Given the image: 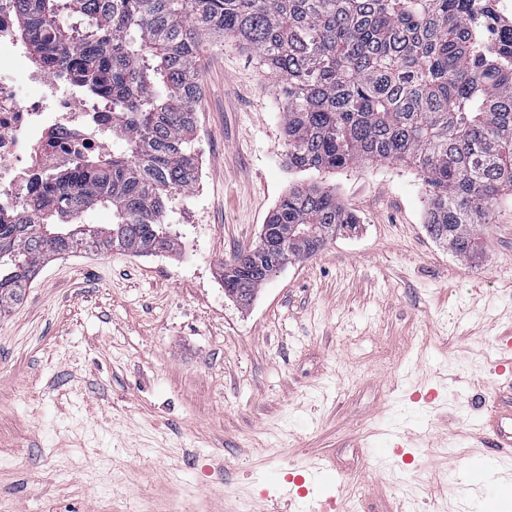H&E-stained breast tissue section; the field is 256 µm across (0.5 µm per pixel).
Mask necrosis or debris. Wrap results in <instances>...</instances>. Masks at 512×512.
<instances>
[{"label": "necrosis or debris", "instance_id": "obj_1", "mask_svg": "<svg viewBox=\"0 0 512 512\" xmlns=\"http://www.w3.org/2000/svg\"><path fill=\"white\" fill-rule=\"evenodd\" d=\"M17 0H0V210L22 212L49 174L70 170L78 158L108 152L112 115L81 94L65 70L29 65L14 36ZM24 68L36 95L14 82Z\"/></svg>", "mask_w": 512, "mask_h": 512}]
</instances>
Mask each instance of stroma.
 <instances>
[{
	"instance_id": "35a3bbf8",
	"label": "stroma",
	"mask_w": 512,
	"mask_h": 512,
	"mask_svg": "<svg viewBox=\"0 0 512 512\" xmlns=\"http://www.w3.org/2000/svg\"><path fill=\"white\" fill-rule=\"evenodd\" d=\"M199 81L179 250L45 260L0 314V512H263L311 456L331 469L309 497L344 481L353 512H512V482L445 498L512 329V206L465 261L428 233L415 169H289L282 84L250 50L210 47ZM308 183L335 191L356 232L249 305L226 297L223 263ZM393 432L416 435L412 463L388 454Z\"/></svg>"
}]
</instances>
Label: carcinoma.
<instances>
[{
    "mask_svg": "<svg viewBox=\"0 0 512 512\" xmlns=\"http://www.w3.org/2000/svg\"><path fill=\"white\" fill-rule=\"evenodd\" d=\"M23 2L36 64L66 68L112 111V152L50 176L29 215L0 212V312L52 256L178 249L168 215L199 181V62L227 37L284 83L288 168H417L429 233L467 260L485 256L482 228L512 202V29L486 38L493 15L473 22L472 0ZM98 209L112 223L85 222ZM357 224L333 190L291 188L259 242L224 263L225 295L248 304L275 271Z\"/></svg>",
    "mask_w": 512,
    "mask_h": 512,
    "instance_id": "carcinoma-1",
    "label": "carcinoma"
}]
</instances>
